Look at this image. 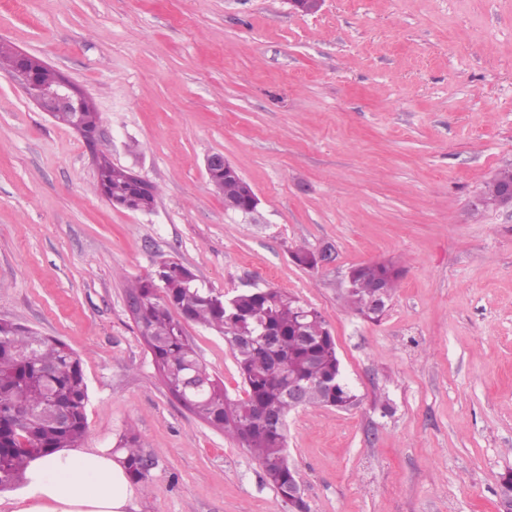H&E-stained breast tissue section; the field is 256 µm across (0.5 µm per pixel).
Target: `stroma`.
<instances>
[{
	"instance_id": "1",
	"label": "stroma",
	"mask_w": 512,
	"mask_h": 512,
	"mask_svg": "<svg viewBox=\"0 0 512 512\" xmlns=\"http://www.w3.org/2000/svg\"><path fill=\"white\" fill-rule=\"evenodd\" d=\"M0 42L90 96L94 144L0 71V320L63 341L88 385L82 448L128 428L152 465L139 512H288L250 454L167 390L128 285L164 260L233 295L316 308L358 402L287 417L305 512H499L512 471V0H0ZM223 153L260 199L231 213ZM107 156L159 189L110 205ZM325 254L315 268L294 251ZM402 277L380 320L345 305L354 266ZM200 362L243 392L221 333ZM205 169L208 178L215 174L224 173V175L215 176L210 180V184L213 186L215 192L223 198L229 191L233 190L232 186L224 181H233L244 189L245 193L243 194V198L236 196L225 197L224 207L226 210L242 214H251L257 210L260 199L251 186H248V183L238 169L224 157V154L213 153L207 156L205 159Z\"/></svg>"
}]
</instances>
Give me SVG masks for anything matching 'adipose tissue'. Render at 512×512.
<instances>
[{
  "label": "adipose tissue",
  "instance_id": "ef3b65f1",
  "mask_svg": "<svg viewBox=\"0 0 512 512\" xmlns=\"http://www.w3.org/2000/svg\"><path fill=\"white\" fill-rule=\"evenodd\" d=\"M139 496L121 455L62 448L29 462L22 489L0 499V512H137Z\"/></svg>",
  "mask_w": 512,
  "mask_h": 512
}]
</instances>
